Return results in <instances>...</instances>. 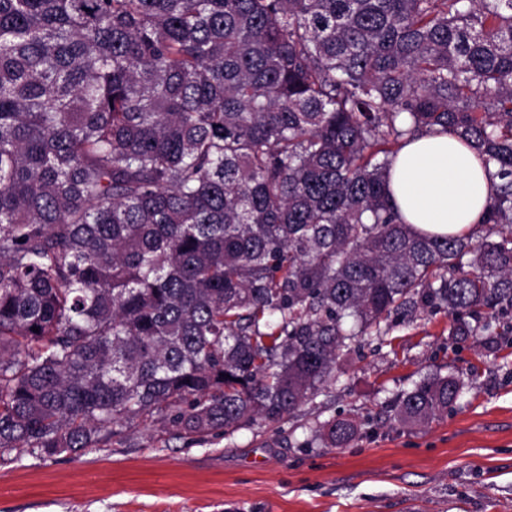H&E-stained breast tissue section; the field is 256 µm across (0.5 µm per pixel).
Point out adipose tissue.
Returning a JSON list of instances; mask_svg holds the SVG:
<instances>
[{
	"label": "adipose tissue",
	"instance_id": "1",
	"mask_svg": "<svg viewBox=\"0 0 512 512\" xmlns=\"http://www.w3.org/2000/svg\"><path fill=\"white\" fill-rule=\"evenodd\" d=\"M499 183L456 135L408 140L393 157L388 190L403 223L430 235L469 236L489 211Z\"/></svg>",
	"mask_w": 512,
	"mask_h": 512
}]
</instances>
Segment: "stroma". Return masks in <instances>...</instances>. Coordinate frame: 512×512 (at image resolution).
<instances>
[{
	"mask_svg": "<svg viewBox=\"0 0 512 512\" xmlns=\"http://www.w3.org/2000/svg\"><path fill=\"white\" fill-rule=\"evenodd\" d=\"M426 314L366 343L297 417L188 438L134 424L76 454L0 459V512H512V316L456 340ZM464 383L447 416L411 426L395 395L431 372ZM359 438L328 448L314 434L339 414Z\"/></svg>",
	"mask_w": 512,
	"mask_h": 512,
	"instance_id": "1",
	"label": "stroma"
}]
</instances>
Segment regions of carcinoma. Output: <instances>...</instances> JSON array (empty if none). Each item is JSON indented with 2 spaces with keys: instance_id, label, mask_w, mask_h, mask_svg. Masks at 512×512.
<instances>
[{
  "instance_id": "1",
  "label": "carcinoma",
  "mask_w": 512,
  "mask_h": 512,
  "mask_svg": "<svg viewBox=\"0 0 512 512\" xmlns=\"http://www.w3.org/2000/svg\"><path fill=\"white\" fill-rule=\"evenodd\" d=\"M448 132L511 225L512 0H0V458L280 421L425 312L490 332L512 240L419 233L387 194L403 140Z\"/></svg>"
}]
</instances>
